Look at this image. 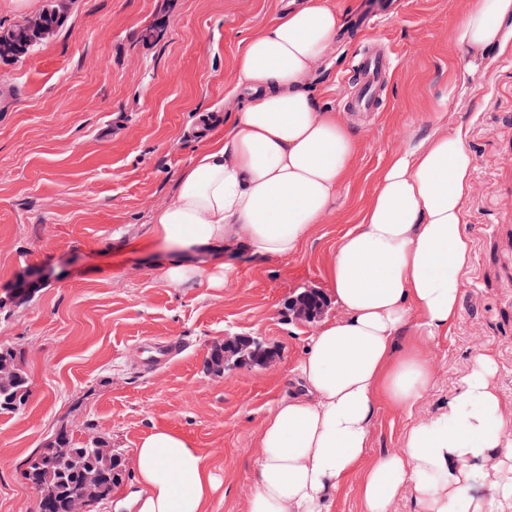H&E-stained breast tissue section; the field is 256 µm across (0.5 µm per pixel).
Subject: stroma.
Here are the masks:
<instances>
[{"label":"stroma","instance_id":"stroma-1","mask_svg":"<svg viewBox=\"0 0 512 512\" xmlns=\"http://www.w3.org/2000/svg\"><path fill=\"white\" fill-rule=\"evenodd\" d=\"M332 2L345 32L311 84L319 111L358 144L333 211L292 258L240 256L225 287L174 288L156 268L152 214L236 111L235 57L283 0H36L60 9L63 27L24 57H0V345L20 354L31 388L23 409L0 415V512H37L26 460L63 424L128 457L152 427L175 428L223 482L209 512H246L256 432L320 319L340 313L325 279L332 253L391 156L429 135L438 112L464 127L474 160L461 315L424 345L436 382L413 412L380 404L366 458L400 451L411 426L445 409L480 350L495 359L512 444V52L467 68L452 40L462 0ZM360 15L379 16L377 28L358 31ZM149 26L158 36L146 41ZM368 40L397 64L377 112L360 117L347 100ZM34 267L52 278L8 303ZM305 291L323 296L319 318L295 317ZM227 336L256 338L273 362L213 372L210 349ZM166 341L171 356L151 364Z\"/></svg>","mask_w":512,"mask_h":512}]
</instances>
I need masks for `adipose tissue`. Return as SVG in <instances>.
<instances>
[{
	"instance_id": "adipose-tissue-1",
	"label": "adipose tissue",
	"mask_w": 512,
	"mask_h": 512,
	"mask_svg": "<svg viewBox=\"0 0 512 512\" xmlns=\"http://www.w3.org/2000/svg\"><path fill=\"white\" fill-rule=\"evenodd\" d=\"M510 17L512 0H469L455 43L473 62L510 52ZM340 31L331 0H289L249 35L234 63L244 105L153 215L168 285L225 283L236 274L228 253L290 258L324 222L357 152L350 128L319 111L310 91ZM472 166L463 128L443 125L379 174L326 269L342 314L310 337L292 387L257 432L247 512H331L336 490L358 471L364 512H391L404 492L417 512H503L512 501L511 483L475 491L486 462L512 460L495 360L485 350L446 410L412 427L400 452L365 460L378 405L414 410L435 382L423 342L447 335L460 318ZM133 470L135 489L116 494L114 512H207L220 486L195 443L168 426L140 437Z\"/></svg>"
}]
</instances>
